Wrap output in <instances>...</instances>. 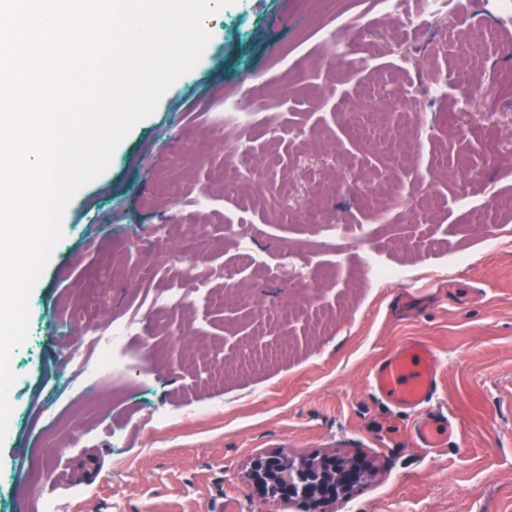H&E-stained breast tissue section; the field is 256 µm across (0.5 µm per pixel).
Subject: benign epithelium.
Here are the masks:
<instances>
[{
  "mask_svg": "<svg viewBox=\"0 0 512 512\" xmlns=\"http://www.w3.org/2000/svg\"><path fill=\"white\" fill-rule=\"evenodd\" d=\"M359 478L358 463L334 457L307 458L293 465L283 454L253 461L249 480L270 500L300 499L320 507L350 492Z\"/></svg>",
  "mask_w": 512,
  "mask_h": 512,
  "instance_id": "1",
  "label": "benign epithelium"
}]
</instances>
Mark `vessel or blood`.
Masks as SVG:
<instances>
[{
	"label": "vessel or blood",
	"mask_w": 512,
	"mask_h": 512,
	"mask_svg": "<svg viewBox=\"0 0 512 512\" xmlns=\"http://www.w3.org/2000/svg\"><path fill=\"white\" fill-rule=\"evenodd\" d=\"M442 361L436 348L411 338L377 361L370 372V385L398 408L416 411L412 437L418 447L430 449L453 434L445 415L429 412L440 383Z\"/></svg>",
	"instance_id": "b4317fda"
}]
</instances>
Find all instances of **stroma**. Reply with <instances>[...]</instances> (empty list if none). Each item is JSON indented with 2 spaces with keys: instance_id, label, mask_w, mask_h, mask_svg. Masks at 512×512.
Wrapping results in <instances>:
<instances>
[{
  "instance_id": "1",
  "label": "stroma",
  "mask_w": 512,
  "mask_h": 512,
  "mask_svg": "<svg viewBox=\"0 0 512 512\" xmlns=\"http://www.w3.org/2000/svg\"><path fill=\"white\" fill-rule=\"evenodd\" d=\"M392 28L324 37L303 0H235L196 67L69 205L11 358L0 512H312L261 500L253 459L334 455L363 464L326 512H512V10L447 0L425 27L401 0ZM484 34L480 91L458 82L459 16ZM363 51L328 67L340 42ZM256 88L250 126L223 95ZM389 112L371 124L373 112ZM262 170L227 174L224 147ZM199 254L188 310L152 312ZM265 261L244 268L241 252ZM402 268L377 279L369 260ZM234 270L225 279V270ZM131 324L108 374L74 336ZM446 359L439 404L456 434L414 447V413L368 384L409 338ZM56 417L47 427L41 415Z\"/></svg>"
}]
</instances>
